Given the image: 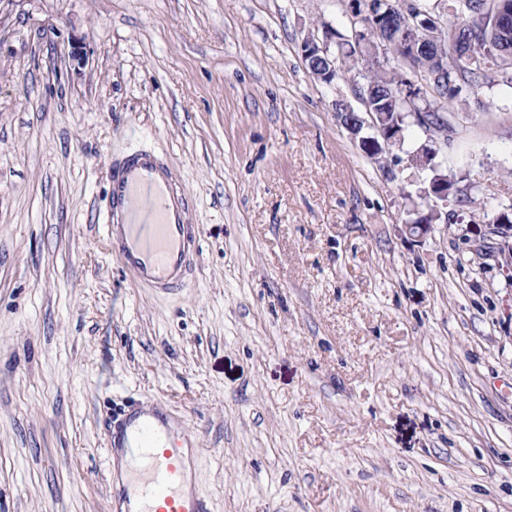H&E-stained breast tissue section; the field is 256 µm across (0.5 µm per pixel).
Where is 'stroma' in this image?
Listing matches in <instances>:
<instances>
[{
	"instance_id": "obj_1",
	"label": "stroma",
	"mask_w": 512,
	"mask_h": 512,
	"mask_svg": "<svg viewBox=\"0 0 512 512\" xmlns=\"http://www.w3.org/2000/svg\"><path fill=\"white\" fill-rule=\"evenodd\" d=\"M348 0H0V512H120L113 414L187 425L212 512H512V103L463 91L439 146L463 201L368 158L301 46ZM80 45L83 61L70 56ZM194 198L191 285L107 249L113 160Z\"/></svg>"
}]
</instances>
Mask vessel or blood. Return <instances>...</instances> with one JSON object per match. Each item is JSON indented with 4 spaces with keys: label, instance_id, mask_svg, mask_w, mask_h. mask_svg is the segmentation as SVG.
I'll use <instances>...</instances> for the list:
<instances>
[{
    "label": "vessel or blood",
    "instance_id": "vessel-or-blood-1",
    "mask_svg": "<svg viewBox=\"0 0 512 512\" xmlns=\"http://www.w3.org/2000/svg\"><path fill=\"white\" fill-rule=\"evenodd\" d=\"M194 204L158 154L138 151L117 160L109 176L105 238L136 281L161 294L184 288L200 244L189 215ZM184 437L154 403H134L112 420L108 446L133 465L120 498L137 497L136 512H210L207 499L187 480L192 462Z\"/></svg>",
    "mask_w": 512,
    "mask_h": 512
}]
</instances>
